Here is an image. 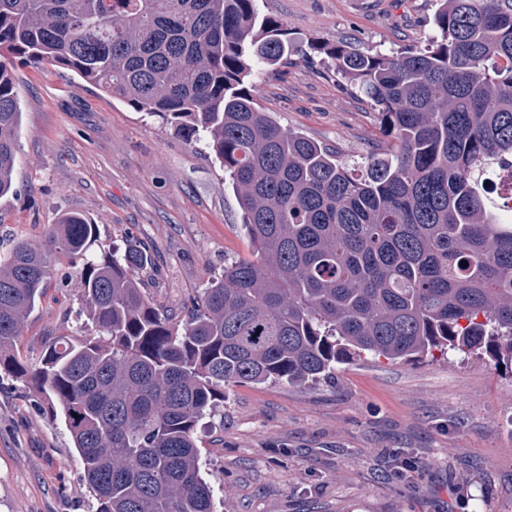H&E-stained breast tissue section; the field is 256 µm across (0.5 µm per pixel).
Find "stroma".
<instances>
[{
  "mask_svg": "<svg viewBox=\"0 0 512 512\" xmlns=\"http://www.w3.org/2000/svg\"><path fill=\"white\" fill-rule=\"evenodd\" d=\"M299 45L391 54L436 34V0H258ZM21 124L13 194L0 199V257L40 240L61 212L93 217V252L132 234L152 254L143 274L159 307L183 315L225 262L253 259L242 212L204 145L82 82L15 59ZM246 85L282 127L348 159L386 141L381 117L321 59ZM80 269L59 265L15 351L38 366L59 335H85ZM216 512H512V370L478 356L368 358L315 385L248 384L198 428ZM420 458L396 478L393 450ZM92 493L63 416L0 373V512H89Z\"/></svg>",
  "mask_w": 512,
  "mask_h": 512,
  "instance_id": "35a3bbf8",
  "label": "stroma"
}]
</instances>
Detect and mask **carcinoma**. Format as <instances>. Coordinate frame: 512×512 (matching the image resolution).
<instances>
[{"label": "carcinoma", "instance_id": "obj_1", "mask_svg": "<svg viewBox=\"0 0 512 512\" xmlns=\"http://www.w3.org/2000/svg\"><path fill=\"white\" fill-rule=\"evenodd\" d=\"M257 0H0V55L49 61L202 142L228 177L256 260L232 261L176 320L146 293L131 236L64 212L0 258V368L61 404L95 512H213L196 434L224 387L334 377L435 349L512 366V0H438L426 48L296 49ZM328 58L391 141L357 166L276 124L255 68ZM15 74L0 61V198L13 192ZM82 260L95 333L37 367L14 348L62 259Z\"/></svg>", "mask_w": 512, "mask_h": 512}]
</instances>
